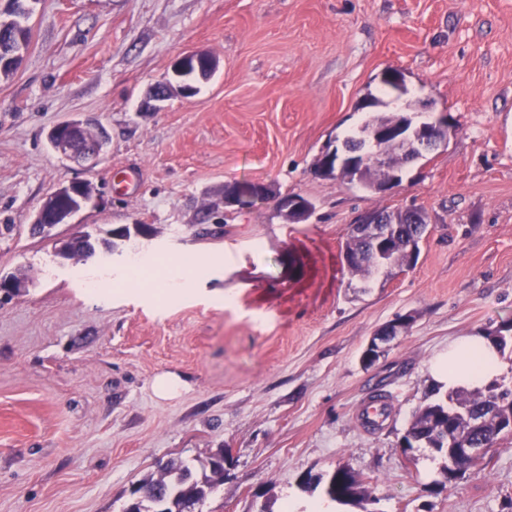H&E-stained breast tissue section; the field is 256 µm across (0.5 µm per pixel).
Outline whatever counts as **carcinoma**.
Instances as JSON below:
<instances>
[{
	"mask_svg": "<svg viewBox=\"0 0 512 512\" xmlns=\"http://www.w3.org/2000/svg\"><path fill=\"white\" fill-rule=\"evenodd\" d=\"M401 113H379L365 122L362 132L375 129L399 119ZM384 172L370 164L356 162L352 167L340 170L339 177L350 182L358 181L363 187L375 190ZM385 215L389 237L378 241L374 238L350 236L343 248V259L350 272L364 283L382 269L394 264L411 267L420 255V243L428 232L429 224L424 211L380 209ZM115 242L109 239L86 235L56 256L85 263L97 252H110ZM459 430L465 434V442L471 448L487 444L496 445L505 435H512V387L491 382L484 390L467 393L451 391L443 399H433L421 405L412 415L401 444L407 449L430 448L442 460L441 485L453 486L462 473L448 464L453 454L450 437ZM224 452L211 457L202 469L210 471L204 478H197L193 469L185 464L175 468L169 464L161 466V474L137 486L144 492L135 497L123 512H194L215 493L224 482ZM325 495L339 504H349L365 497L362 481L345 467L336 468L324 487Z\"/></svg>",
	"mask_w": 512,
	"mask_h": 512,
	"instance_id": "cac0c4a2",
	"label": "carcinoma"
}]
</instances>
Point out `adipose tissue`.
Listing matches in <instances>:
<instances>
[{
    "label": "adipose tissue",
    "instance_id": "ef3b65f1",
    "mask_svg": "<svg viewBox=\"0 0 512 512\" xmlns=\"http://www.w3.org/2000/svg\"><path fill=\"white\" fill-rule=\"evenodd\" d=\"M501 367L500 354L486 337L463 336L448 348L447 356L431 367L434 378L447 388L476 389L492 381Z\"/></svg>",
    "mask_w": 512,
    "mask_h": 512
}]
</instances>
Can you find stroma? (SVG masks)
I'll return each mask as SVG.
<instances>
[{"label":"stroma","mask_w":512,"mask_h":512,"mask_svg":"<svg viewBox=\"0 0 512 512\" xmlns=\"http://www.w3.org/2000/svg\"><path fill=\"white\" fill-rule=\"evenodd\" d=\"M31 43L0 79V512H123L170 462L225 452L200 512H283L322 489L303 475L343 465L367 499L334 512H512V438L440 492V459L400 439L450 342L512 321V0H35ZM217 61L193 97L143 101L180 55ZM403 72L419 120L448 113L445 143L376 193L320 174L322 155L391 110L381 78ZM101 124L90 169L47 140L56 124ZM96 191L74 223L31 236L64 181ZM250 181L314 205L290 224L274 200L223 203ZM421 208L416 265L362 287L340 251L366 211ZM149 225L86 267L113 283L149 256L140 285L97 295L54 240ZM213 257L193 293L157 290L168 260ZM411 327L373 365L362 353L396 316ZM186 383L177 398L156 375ZM390 415L357 421L374 394ZM184 386V382L172 373L158 375L153 382L154 392L163 398H171L178 395Z\"/></svg>","instance_id":"stroma-1"}]
</instances>
